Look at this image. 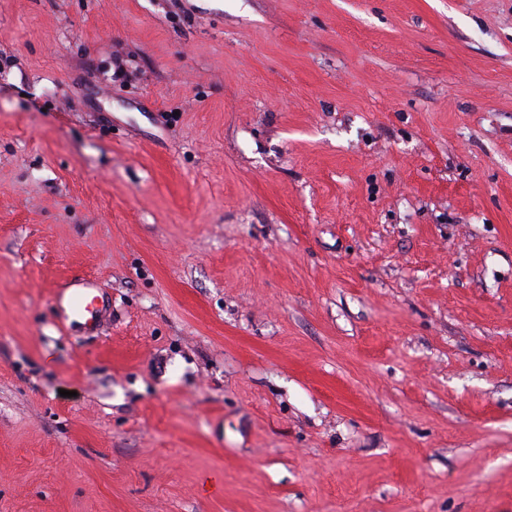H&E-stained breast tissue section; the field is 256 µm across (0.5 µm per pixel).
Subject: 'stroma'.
<instances>
[{
	"mask_svg": "<svg viewBox=\"0 0 512 512\" xmlns=\"http://www.w3.org/2000/svg\"><path fill=\"white\" fill-rule=\"evenodd\" d=\"M0 512H512V0H0ZM95 285L88 279L72 281L62 293L54 297L57 309L65 320L85 318V324L92 325L95 321L94 311H98V296L90 289ZM90 309H93L92 311Z\"/></svg>",
	"mask_w": 512,
	"mask_h": 512,
	"instance_id": "35a3bbf8",
	"label": "stroma"
}]
</instances>
